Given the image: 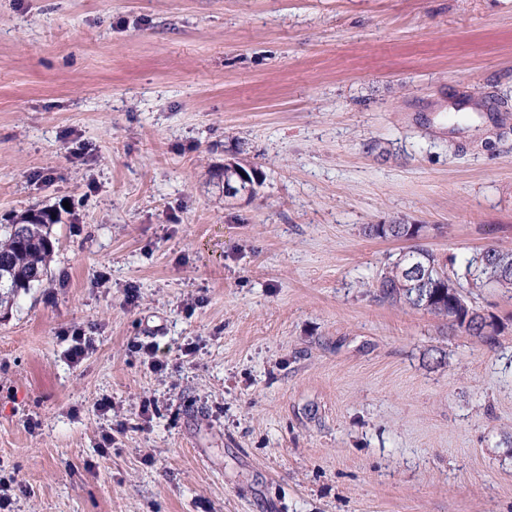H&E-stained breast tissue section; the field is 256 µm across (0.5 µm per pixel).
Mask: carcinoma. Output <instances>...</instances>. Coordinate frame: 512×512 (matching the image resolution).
<instances>
[{"instance_id":"carcinoma-1","label":"carcinoma","mask_w":512,"mask_h":512,"mask_svg":"<svg viewBox=\"0 0 512 512\" xmlns=\"http://www.w3.org/2000/svg\"><path fill=\"white\" fill-rule=\"evenodd\" d=\"M365 235L392 240H414L418 237L415 224H368L362 228ZM53 249L49 225L42 220L28 218L16 224H0V307L9 304L22 291H27L48 274L46 258ZM488 258L484 267L477 266L476 257H470L465 266L464 278L469 283L482 285L494 280L501 288H512V276L500 273L496 260L512 265V251L495 246L482 249ZM391 268L377 281L379 296L402 302L411 308L425 309L438 316L448 318L452 325L470 336L484 342L492 340L474 320L466 319L467 309L461 307L462 295L448 286L446 272L435 273L430 287L422 290L428 303L410 302L401 292L400 286L390 278Z\"/></svg>"}]
</instances>
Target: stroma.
<instances>
[{
	"label": "stroma",
	"instance_id": "35a3bbf8",
	"mask_svg": "<svg viewBox=\"0 0 512 512\" xmlns=\"http://www.w3.org/2000/svg\"><path fill=\"white\" fill-rule=\"evenodd\" d=\"M40 210L7 512H512V291L464 286L481 342L361 231L512 249V0H0V224ZM246 175V178H243ZM256 182L252 181L249 174L242 168H237V180L227 181L224 176V195L226 198L238 196H250L255 193ZM362 231L369 237L392 240L418 239L416 224H367L362 228Z\"/></svg>",
	"mask_w": 512,
	"mask_h": 512
}]
</instances>
